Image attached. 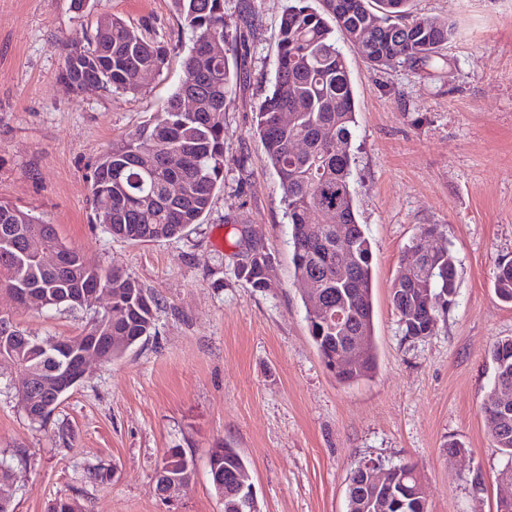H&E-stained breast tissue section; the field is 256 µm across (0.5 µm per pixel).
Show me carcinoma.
I'll return each mask as SVG.
<instances>
[{
  "label": "carcinoma",
  "instance_id": "1",
  "mask_svg": "<svg viewBox=\"0 0 512 512\" xmlns=\"http://www.w3.org/2000/svg\"><path fill=\"white\" fill-rule=\"evenodd\" d=\"M287 0L279 26L275 78L255 114L256 134L276 172L288 211L291 262L298 280L312 283L302 296L310 338L326 369L339 383L352 385L377 368L372 288L373 247L365 225L358 222L351 188V147L356 104L347 62L336 34L356 44L373 70L408 63L426 66L441 55L454 34L448 21L418 15L412 0ZM188 34L184 76L163 112L120 142L108 147L88 176L91 222L130 243L178 238L208 212L224 172V112L237 73L230 68L232 45L246 42L248 26L229 34L224 0H170ZM167 50L114 14H101L91 33L66 41L60 78L79 91L94 85L108 91L135 93L160 75ZM288 120H281L282 113ZM304 150L292 153L293 142ZM177 184L181 192L170 193ZM436 225L422 228L408 244L403 266L390 292L403 336L424 331L428 313L440 316L456 303L457 260L449 247L421 249L422 237L437 236ZM53 249L70 256L63 268L39 263ZM270 254L255 248L237 267V276L256 291L267 288L263 267ZM425 280L428 294L417 289ZM103 282L112 306L125 310L111 320L108 310L90 300L88 285ZM24 287L43 291L41 308H65L89 315V328L102 336H122L137 344L155 330L158 298L133 277L89 264L80 249L66 243L55 225L29 210L0 203V290L10 295ZM74 290L79 302H56L57 294ZM497 296L512 303V263H501L494 278ZM44 342L31 337L0 338V365L20 374L16 396L33 424L50 417L28 409V385L52 382L53 364ZM494 381L511 396L496 409L485 410L489 433L507 458L499 483L512 484V337L490 350ZM23 452L0 459V512L11 509L10 488ZM167 471L190 478L194 461L179 448L162 459ZM212 487L224 501V512H239L241 497L252 485L249 463L228 444L213 448L208 459ZM388 484L380 487L358 466L349 475L347 512H427L426 504L406 490L419 483L411 465L388 468Z\"/></svg>",
  "mask_w": 512,
  "mask_h": 512
}]
</instances>
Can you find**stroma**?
I'll use <instances>...</instances> for the list:
<instances>
[{"label": "stroma", "mask_w": 512, "mask_h": 512, "mask_svg": "<svg viewBox=\"0 0 512 512\" xmlns=\"http://www.w3.org/2000/svg\"><path fill=\"white\" fill-rule=\"evenodd\" d=\"M0 0V200L33 210L103 269L118 268L159 298L156 334L94 365L47 426L29 423L19 375L0 368V455L26 451L11 489L14 512H47L57 498L84 512H224L208 453L237 448L260 512H347L351 468L414 465L428 512H496L506 462L483 408L494 379L489 350L512 336V304L498 299V263L512 261V0H414L455 35L427 67L376 72L341 41L356 97L351 185L373 246V376L338 384L307 329L293 275L278 177L253 133L274 78L285 0H224L248 12L240 78L224 114V183L186 235L131 244L91 223L92 165L156 116L183 76L181 23L170 0ZM110 13L146 25L167 48L162 74L134 94L72 92L58 77L64 44ZM428 224L458 260L457 298L432 336L404 339L389 294L405 248ZM273 256L272 286L237 276L250 247ZM38 340L80 334L86 314L19 309L0 315ZM73 431L58 438L59 427ZM463 457L446 453L450 440ZM195 463L177 498L154 474L169 449ZM102 471L101 478L90 469Z\"/></svg>", "instance_id": "1"}]
</instances>
